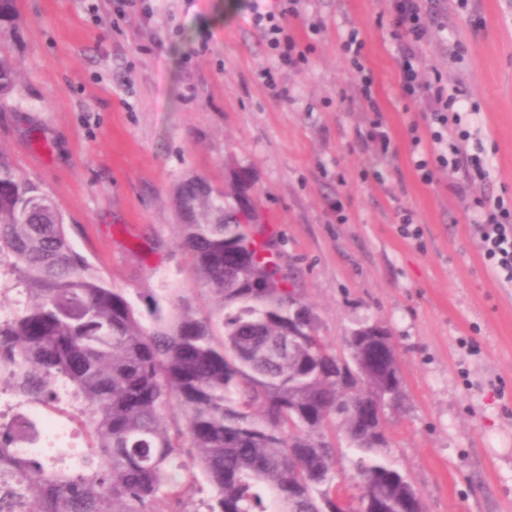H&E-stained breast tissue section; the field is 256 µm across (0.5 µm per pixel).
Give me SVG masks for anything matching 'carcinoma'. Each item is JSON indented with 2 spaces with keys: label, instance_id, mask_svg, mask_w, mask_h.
I'll return each instance as SVG.
<instances>
[{
  "label": "carcinoma",
  "instance_id": "1",
  "mask_svg": "<svg viewBox=\"0 0 512 512\" xmlns=\"http://www.w3.org/2000/svg\"><path fill=\"white\" fill-rule=\"evenodd\" d=\"M20 20L17 0H0V28ZM18 71L0 53V99ZM0 153V258H8L17 299L0 304V383L26 404L64 402L87 436L83 465L62 453L18 457L19 425H0V512H159L182 508L184 484L201 470L213 488L205 512H336V448L327 433L341 419L361 453L359 499L375 512H425L376 435L403 379L388 330L362 371L318 336L309 307L278 263L242 175L224 193L186 187L180 246L218 309L198 315L186 300L149 324L69 239L57 204ZM303 336L284 357L270 347L288 331Z\"/></svg>",
  "mask_w": 512,
  "mask_h": 512
}]
</instances>
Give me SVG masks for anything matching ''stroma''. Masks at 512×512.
<instances>
[{"mask_svg": "<svg viewBox=\"0 0 512 512\" xmlns=\"http://www.w3.org/2000/svg\"><path fill=\"white\" fill-rule=\"evenodd\" d=\"M253 0H18L0 33L19 70L0 104V152L59 206L74 248L138 309L215 302L179 248L181 187L223 189L239 171L299 299L337 354L364 324L387 328L404 397L386 410L385 455L425 512H512V287L486 266L477 200L512 199V0H422L419 70L463 86L460 148L488 159L466 197L447 171L420 181L387 0H300L288 36L309 47L281 70ZM363 39L398 154L364 140L373 118L341 42ZM384 181H377L376 172ZM420 243L396 232L402 210Z\"/></svg>", "mask_w": 512, "mask_h": 512, "instance_id": "35a3bbf8", "label": "stroma"}]
</instances>
